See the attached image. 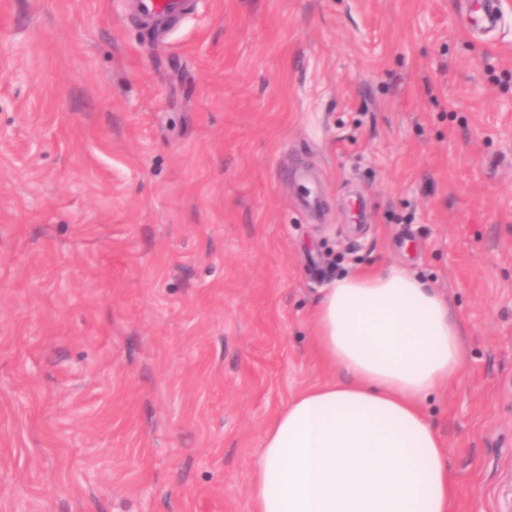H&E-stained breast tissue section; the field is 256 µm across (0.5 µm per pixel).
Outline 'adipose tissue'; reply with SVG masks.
<instances>
[{"label": "adipose tissue", "instance_id": "adipose-tissue-1", "mask_svg": "<svg viewBox=\"0 0 512 512\" xmlns=\"http://www.w3.org/2000/svg\"><path fill=\"white\" fill-rule=\"evenodd\" d=\"M312 332L338 376L267 424L251 512H453L449 452L422 409L463 367L447 299L402 266L355 270L324 290Z\"/></svg>", "mask_w": 512, "mask_h": 512}]
</instances>
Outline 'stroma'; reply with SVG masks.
I'll use <instances>...</instances> for the list:
<instances>
[{"label":"stroma","instance_id":"stroma-1","mask_svg":"<svg viewBox=\"0 0 512 512\" xmlns=\"http://www.w3.org/2000/svg\"><path fill=\"white\" fill-rule=\"evenodd\" d=\"M0 0V512H250L356 269L446 295L454 512H512V0ZM193 3L192 0H135L134 8L151 30L161 36L190 10ZM460 8L467 9L471 27L476 34L492 29L499 20V0L465 1L460 3Z\"/></svg>","mask_w":512,"mask_h":512}]
</instances>
